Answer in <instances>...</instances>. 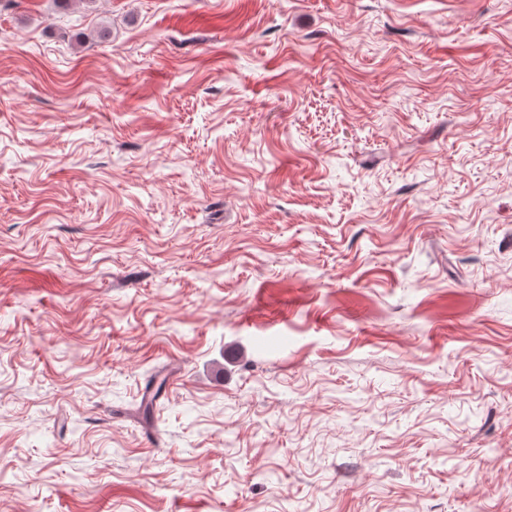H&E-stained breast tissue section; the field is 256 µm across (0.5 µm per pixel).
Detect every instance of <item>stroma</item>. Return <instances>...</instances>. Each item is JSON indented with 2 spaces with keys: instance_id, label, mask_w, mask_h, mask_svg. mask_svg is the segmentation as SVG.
<instances>
[{
  "instance_id": "1",
  "label": "stroma",
  "mask_w": 512,
  "mask_h": 512,
  "mask_svg": "<svg viewBox=\"0 0 512 512\" xmlns=\"http://www.w3.org/2000/svg\"><path fill=\"white\" fill-rule=\"evenodd\" d=\"M0 512H512V0H0Z\"/></svg>"
}]
</instances>
